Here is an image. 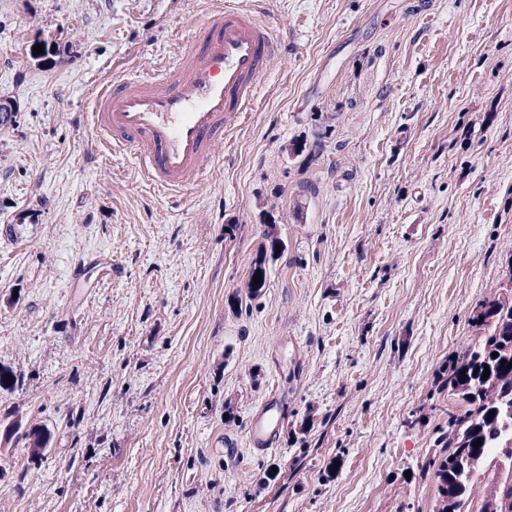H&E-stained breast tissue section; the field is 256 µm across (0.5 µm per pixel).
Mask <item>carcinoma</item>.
Returning a JSON list of instances; mask_svg holds the SVG:
<instances>
[{
  "instance_id": "obj_1",
  "label": "carcinoma",
  "mask_w": 512,
  "mask_h": 512,
  "mask_svg": "<svg viewBox=\"0 0 512 512\" xmlns=\"http://www.w3.org/2000/svg\"><path fill=\"white\" fill-rule=\"evenodd\" d=\"M266 253L261 246L250 269L247 288L252 296L266 286ZM257 272L261 279L255 285ZM471 321L485 334L450 360L435 382L436 391L448 392L463 410L448 414V424L433 431L419 476L436 487L432 512H512V368L503 364L512 361V292L499 290L484 300ZM24 438L36 456L49 442L46 429L38 426ZM479 438L480 446H473Z\"/></svg>"
}]
</instances>
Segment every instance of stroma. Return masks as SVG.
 I'll return each instance as SVG.
<instances>
[{
    "label": "stroma",
    "instance_id": "35a3bbf8",
    "mask_svg": "<svg viewBox=\"0 0 512 512\" xmlns=\"http://www.w3.org/2000/svg\"><path fill=\"white\" fill-rule=\"evenodd\" d=\"M230 3L288 52L174 209L92 98ZM1 97L0 512H430L435 378L512 269V0H0ZM279 395H273L267 399L262 408L255 413L251 423L250 441L253 449L268 450L272 440V434L276 426V410Z\"/></svg>",
    "mask_w": 512,
    "mask_h": 512
}]
</instances>
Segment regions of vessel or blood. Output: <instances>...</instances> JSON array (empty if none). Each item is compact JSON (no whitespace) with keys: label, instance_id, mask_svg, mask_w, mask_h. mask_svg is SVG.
<instances>
[{"label":"vessel or blood","instance_id":"obj_1","mask_svg":"<svg viewBox=\"0 0 512 512\" xmlns=\"http://www.w3.org/2000/svg\"><path fill=\"white\" fill-rule=\"evenodd\" d=\"M287 47L252 11L225 6L147 75L98 90L94 139L131 155L147 182L180 204L214 145L252 111L262 76ZM277 406L273 396L255 413L254 449L270 446Z\"/></svg>","mask_w":512,"mask_h":512}]
</instances>
